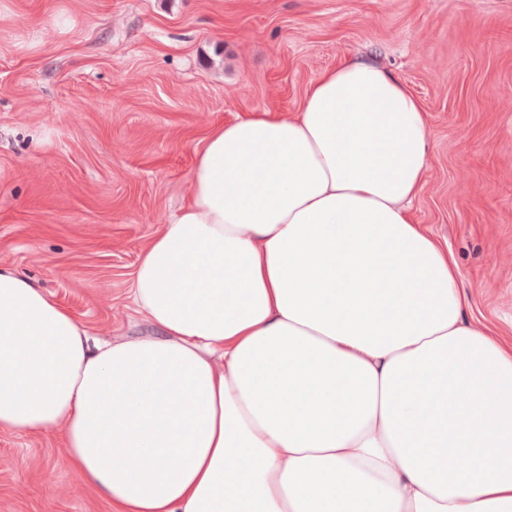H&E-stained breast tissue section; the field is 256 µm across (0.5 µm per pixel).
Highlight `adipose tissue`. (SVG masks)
Here are the masks:
<instances>
[{
  "label": "adipose tissue",
  "instance_id": "ef3b65f1",
  "mask_svg": "<svg viewBox=\"0 0 512 512\" xmlns=\"http://www.w3.org/2000/svg\"><path fill=\"white\" fill-rule=\"evenodd\" d=\"M428 142L364 60L214 129L135 269L152 336L93 342L0 267V429L63 428L114 512H512V341L410 217Z\"/></svg>",
  "mask_w": 512,
  "mask_h": 512
}]
</instances>
